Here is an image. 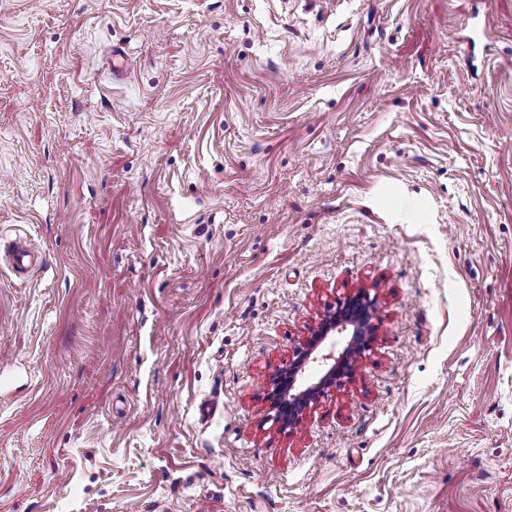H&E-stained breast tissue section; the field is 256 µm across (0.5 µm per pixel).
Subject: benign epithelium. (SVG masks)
<instances>
[{"mask_svg":"<svg viewBox=\"0 0 512 512\" xmlns=\"http://www.w3.org/2000/svg\"><path fill=\"white\" fill-rule=\"evenodd\" d=\"M373 305L369 294L359 290L325 314L311 328V335L295 347L272 378L267 396L271 408L281 412L283 425L299 424L304 412L326 390L338 385L343 377H353L351 355L369 347L375 339Z\"/></svg>","mask_w":512,"mask_h":512,"instance_id":"7a95c632","label":"benign epithelium"}]
</instances>
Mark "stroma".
I'll return each mask as SVG.
<instances>
[{
  "label": "stroma",
  "mask_w": 512,
  "mask_h": 512,
  "mask_svg": "<svg viewBox=\"0 0 512 512\" xmlns=\"http://www.w3.org/2000/svg\"><path fill=\"white\" fill-rule=\"evenodd\" d=\"M0 512H512V0H0ZM10 260L13 268L21 275L32 272L41 263L40 256L21 243L14 245ZM374 301L360 289L357 294L340 303L336 310L325 314L316 327L310 328L311 335L295 347L292 356L285 361L278 375L271 380L267 396L272 409L280 411L278 416L284 426L295 427L300 423L304 412L322 397L326 390L339 385L342 377L352 378L351 355L368 348L375 339V326L372 324ZM351 327V328H349ZM350 336L342 351L336 357L334 351L320 357L314 355L319 345L328 336ZM350 333V334H349ZM333 361L329 364L328 361ZM316 364L320 375L316 382L302 388L297 385L298 377L306 368ZM284 381L288 384L284 385Z\"/></svg>",
  "instance_id": "obj_1"
}]
</instances>
